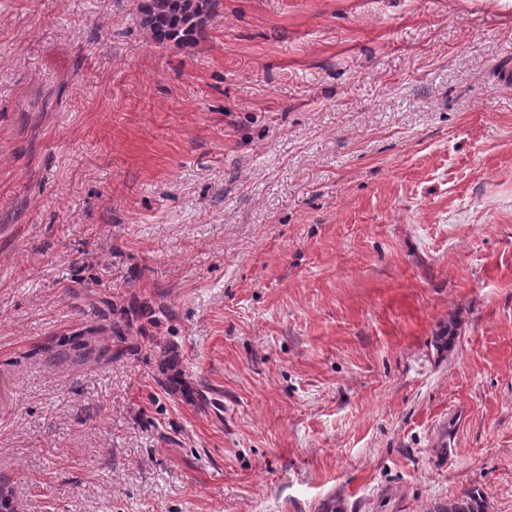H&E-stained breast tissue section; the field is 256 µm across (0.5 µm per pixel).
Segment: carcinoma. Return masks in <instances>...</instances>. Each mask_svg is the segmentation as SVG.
Here are the masks:
<instances>
[{
    "instance_id": "carcinoma-1",
    "label": "carcinoma",
    "mask_w": 512,
    "mask_h": 512,
    "mask_svg": "<svg viewBox=\"0 0 512 512\" xmlns=\"http://www.w3.org/2000/svg\"><path fill=\"white\" fill-rule=\"evenodd\" d=\"M218 0H139L140 27L151 43L187 47L202 37ZM484 493L471 489L429 512H485Z\"/></svg>"
}]
</instances>
